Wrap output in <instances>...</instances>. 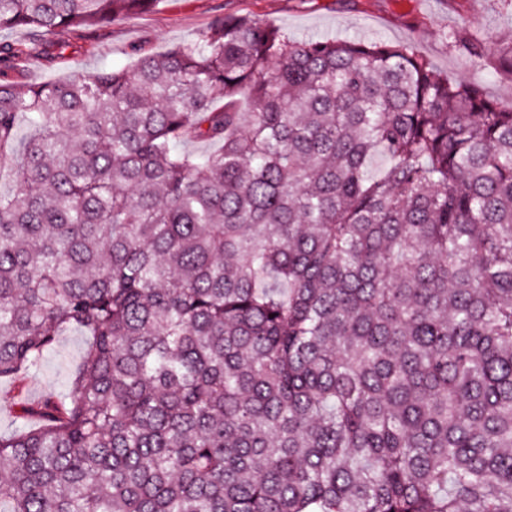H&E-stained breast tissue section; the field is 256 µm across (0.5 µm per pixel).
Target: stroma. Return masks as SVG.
<instances>
[{"label": "stroma", "instance_id": "stroma-1", "mask_svg": "<svg viewBox=\"0 0 512 512\" xmlns=\"http://www.w3.org/2000/svg\"><path fill=\"white\" fill-rule=\"evenodd\" d=\"M251 14L295 39L365 38L418 47L435 70L452 80L474 82L487 95L512 101V75L474 63L452 39L477 38L495 51L512 37V0H162L149 14L122 17L105 26L68 30L66 57L53 64L33 59L20 66L28 82L66 79L75 73L121 69L133 49L159 52L197 40L218 15ZM88 338L77 329L58 337L35 373L31 398L62 391L79 366Z\"/></svg>", "mask_w": 512, "mask_h": 512}]
</instances>
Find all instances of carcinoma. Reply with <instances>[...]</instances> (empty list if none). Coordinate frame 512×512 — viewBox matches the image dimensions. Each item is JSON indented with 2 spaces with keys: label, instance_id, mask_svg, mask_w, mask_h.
I'll return each instance as SVG.
<instances>
[{
  "label": "carcinoma",
  "instance_id": "1",
  "mask_svg": "<svg viewBox=\"0 0 512 512\" xmlns=\"http://www.w3.org/2000/svg\"><path fill=\"white\" fill-rule=\"evenodd\" d=\"M161 2L0 0V31ZM64 51L0 42V381L26 421L0 512H512V103L411 44L253 15L15 78ZM71 328L81 366L29 401Z\"/></svg>",
  "mask_w": 512,
  "mask_h": 512
}]
</instances>
